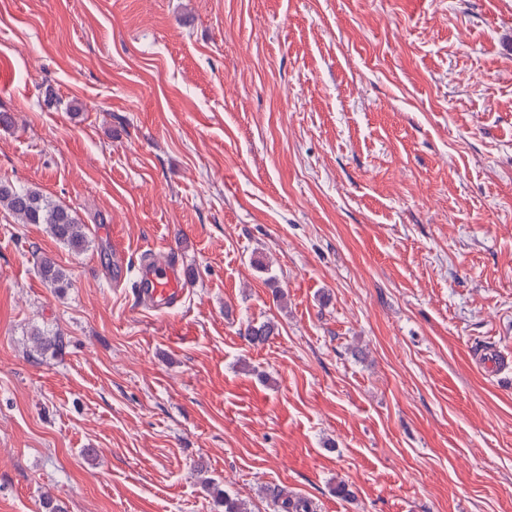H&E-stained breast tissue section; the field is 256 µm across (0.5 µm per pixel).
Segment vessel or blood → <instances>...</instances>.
<instances>
[{
    "instance_id": "obj_1",
    "label": "vessel or blood",
    "mask_w": 512,
    "mask_h": 512,
    "mask_svg": "<svg viewBox=\"0 0 512 512\" xmlns=\"http://www.w3.org/2000/svg\"><path fill=\"white\" fill-rule=\"evenodd\" d=\"M188 270L180 263L176 253L163 259L146 258L138 272L136 294L140 305L151 310L175 306L185 293Z\"/></svg>"
}]
</instances>
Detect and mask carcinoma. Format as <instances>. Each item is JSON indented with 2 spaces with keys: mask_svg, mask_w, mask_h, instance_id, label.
<instances>
[{
  "mask_svg": "<svg viewBox=\"0 0 512 512\" xmlns=\"http://www.w3.org/2000/svg\"><path fill=\"white\" fill-rule=\"evenodd\" d=\"M0 207L7 210L18 224H45L52 237L69 250L80 253L89 244L86 226L70 208L56 204L34 186H15L0 181ZM41 278L52 288H65L69 284L67 275L51 258L40 261ZM278 324L273 321H247L239 329V336L253 347L264 345L278 335ZM33 348L48 349L62 345L59 335L49 336L35 329L32 331ZM202 485L216 493L224 506V512H248L246 502L240 497L221 490L210 478H203ZM281 512H310V504L302 499H293L281 493L276 496Z\"/></svg>",
  "mask_w": 512,
  "mask_h": 512,
  "instance_id": "cac0c4a2",
  "label": "carcinoma"
}]
</instances>
